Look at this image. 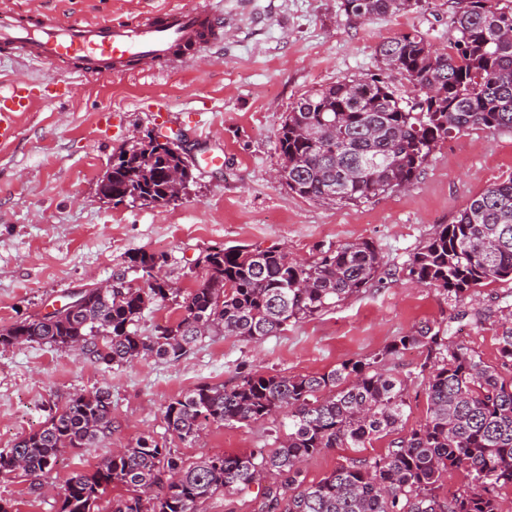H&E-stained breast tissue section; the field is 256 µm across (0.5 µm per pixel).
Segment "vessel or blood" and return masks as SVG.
<instances>
[{"label":"vessel or blood","mask_w":512,"mask_h":512,"mask_svg":"<svg viewBox=\"0 0 512 512\" xmlns=\"http://www.w3.org/2000/svg\"><path fill=\"white\" fill-rule=\"evenodd\" d=\"M224 42V12L171 7L135 22L68 23L55 18H22L0 8V48L84 77L127 74L128 65L148 60L169 64L177 47L202 51ZM35 84L0 89V142L11 141L21 112L35 97Z\"/></svg>","instance_id":"1"}]
</instances>
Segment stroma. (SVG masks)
Returning <instances> with one entry per match:
<instances>
[{
	"mask_svg": "<svg viewBox=\"0 0 512 512\" xmlns=\"http://www.w3.org/2000/svg\"><path fill=\"white\" fill-rule=\"evenodd\" d=\"M18 11L61 21L103 22L172 6L213 4L224 10L223 48L175 58L167 70L76 79L65 99H39L18 119V134L0 143V328L65 303L69 292L124 275L141 287L129 258H165L179 293L205 276L204 254L216 246L275 249L303 259L323 245L372 241L392 271L342 304L253 344L207 336L179 361L155 356L106 368L47 345L0 346V449L38 429L51 404L109 387L112 433L88 448L65 449L52 489L30 478L0 477L12 512H59L76 469H94L112 449L151 436L193 461L272 447L279 422L213 425L193 442L165 429L163 411L201 383L238 382L247 373L314 374L381 351L394 337L448 324L455 343L499 364L497 322L459 318L462 309L497 310L512 285L491 283L473 299L414 283L404 266L439 225L491 184L512 174V132L469 129L439 143L413 185L346 205L292 193L272 177L281 124L305 92L377 72L376 46L417 30L447 49L452 0L351 19L341 0H7ZM179 134L192 181L166 206H115L97 185L113 155L135 138ZM223 152L206 168L202 155Z\"/></svg>",
	"mask_w": 512,
	"mask_h": 512,
	"instance_id": "obj_1",
	"label": "stroma"
}]
</instances>
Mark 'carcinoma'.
I'll return each mask as SVG.
<instances>
[{
  "instance_id": "carcinoma-1",
  "label": "carcinoma",
  "mask_w": 512,
  "mask_h": 512,
  "mask_svg": "<svg viewBox=\"0 0 512 512\" xmlns=\"http://www.w3.org/2000/svg\"><path fill=\"white\" fill-rule=\"evenodd\" d=\"M428 0H342L357 21L422 8ZM455 37L434 47L414 31L380 43L379 72L304 93L282 122L277 149L286 186L324 203H354L410 186L437 145L454 132H512V0H455ZM400 74L402 90L387 72ZM176 150L139 140L112 160L102 196L167 205L178 199L170 174L181 170ZM147 287L102 295L83 291L74 313L34 315L0 328V345L68 348L107 367L155 355L177 361L203 336L260 342L288 325L321 315L391 275L378 248L355 241L321 248L305 262L273 249L215 247L201 260L202 283L179 304L180 318L144 336L146 307L177 292L150 269L163 257H130ZM405 271L462 302L492 282H512V174L493 183L442 224L414 252ZM501 368L512 369V309L499 308ZM449 327L427 325L399 336L369 360L345 361L315 375L247 374L231 387L199 385L164 411L167 431L182 441L210 425H249L285 412L288 432L275 446L248 454H214L187 462L151 436L105 457L93 471L65 482L60 512H101L110 488L112 512H200L218 494L257 487L253 512H499L512 488V378L450 341ZM415 347L427 351V415L396 435L407 407L408 382L386 361ZM112 434V397L101 387L55 406L44 425L0 451V476L21 474L47 484L66 448H88ZM391 437L384 453L345 456L314 484L300 465L328 448H363ZM464 482L442 493L453 474Z\"/></svg>"
}]
</instances>
